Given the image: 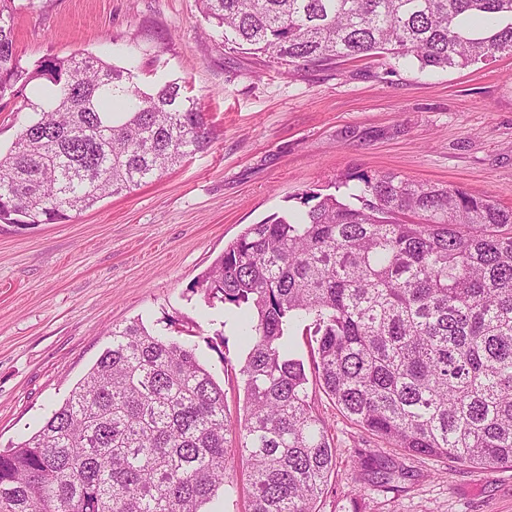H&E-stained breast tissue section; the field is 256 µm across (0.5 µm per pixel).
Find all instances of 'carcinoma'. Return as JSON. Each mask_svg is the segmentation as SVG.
Wrapping results in <instances>:
<instances>
[{"instance_id": "1", "label": "carcinoma", "mask_w": 512, "mask_h": 512, "mask_svg": "<svg viewBox=\"0 0 512 512\" xmlns=\"http://www.w3.org/2000/svg\"><path fill=\"white\" fill-rule=\"evenodd\" d=\"M224 43L282 65L371 55L423 68L512 53V0H199ZM0 0V99L29 112L0 151V222L70 220L212 142L183 81L139 86L99 56L15 50ZM357 181L353 202L336 191ZM305 210L249 225L197 286L239 310L244 419L227 447L224 389L187 339L137 320L41 428L0 451V512H227L248 468L249 512H316L336 466L296 340L324 392L369 435L412 456L512 467V208L447 184L357 175ZM371 482L394 472L358 459ZM230 470L228 471L234 481L238 483L240 488V497L238 499L237 506L231 507L229 510L233 512H247V495H248V484H247V471L246 465L242 463L241 459L235 457L231 460Z\"/></svg>"}]
</instances>
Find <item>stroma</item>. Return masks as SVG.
<instances>
[{
  "mask_svg": "<svg viewBox=\"0 0 512 512\" xmlns=\"http://www.w3.org/2000/svg\"><path fill=\"white\" fill-rule=\"evenodd\" d=\"M26 64L76 53L123 63L141 88L183 78L216 131L210 147L162 178L60 224L0 223V450L36 432L112 342L142 320L189 330L243 419L236 374L247 354L223 304L196 280L244 229L297 209L303 193L348 174L450 184L512 208V55L468 68L364 57L325 69L225 49L198 0H15ZM222 333L213 351L208 337ZM336 466L319 512H512V468L410 456L344 417L317 382ZM380 449L396 476L373 485L360 453Z\"/></svg>",
  "mask_w": 512,
  "mask_h": 512,
  "instance_id": "stroma-1",
  "label": "stroma"
}]
</instances>
